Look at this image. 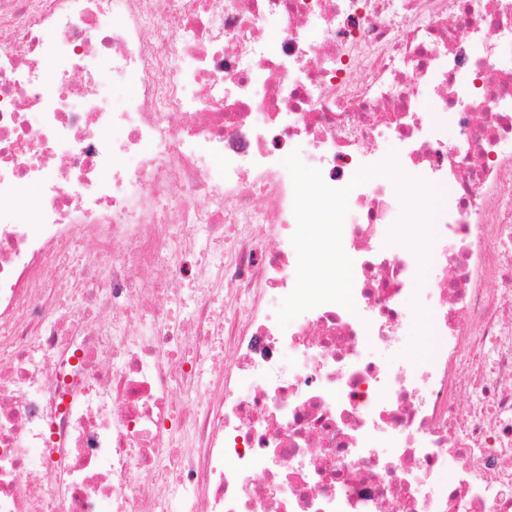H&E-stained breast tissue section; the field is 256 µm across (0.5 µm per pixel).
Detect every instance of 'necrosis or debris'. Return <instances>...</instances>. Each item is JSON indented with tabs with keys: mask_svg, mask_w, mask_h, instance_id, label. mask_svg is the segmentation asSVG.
<instances>
[{
	"mask_svg": "<svg viewBox=\"0 0 512 512\" xmlns=\"http://www.w3.org/2000/svg\"><path fill=\"white\" fill-rule=\"evenodd\" d=\"M509 50L512 0H0V512H512ZM295 150L354 307L283 327ZM425 323L419 321L411 329L409 336L406 337V341L403 344L402 349L399 351V356L407 357L411 360L419 359L423 357L427 349L429 348V337L425 336ZM427 340V346L423 349H419L422 338Z\"/></svg>",
	"mask_w": 512,
	"mask_h": 512,
	"instance_id": "1",
	"label": "necrosis or debris"
}]
</instances>
